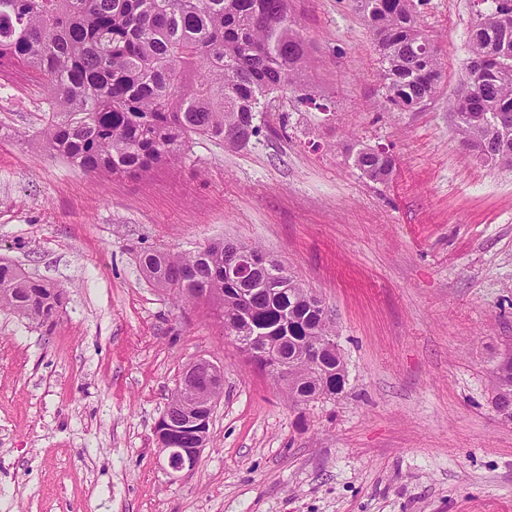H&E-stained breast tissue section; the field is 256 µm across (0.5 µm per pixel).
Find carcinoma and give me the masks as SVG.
<instances>
[{
	"label": "carcinoma",
	"mask_w": 512,
	"mask_h": 512,
	"mask_svg": "<svg viewBox=\"0 0 512 512\" xmlns=\"http://www.w3.org/2000/svg\"><path fill=\"white\" fill-rule=\"evenodd\" d=\"M470 34L464 88L449 101L467 149L512 168V0H480ZM373 35L388 109L415 108L436 93L437 52L420 27L414 0H354ZM44 82L48 117L36 131L47 146L86 175H141L186 153L193 137L238 144L259 131L260 104L299 87L308 46L288 14V0H0V63ZM354 163L372 181L394 170L388 151L358 148ZM264 254L245 243L212 242L189 253L145 252L140 262L156 287L184 304L212 301L224 324L245 319L272 336H288V395L297 405L342 391L341 349L313 365L301 349L338 335L336 322L312 306L308 288L283 269L287 288L224 279L242 254ZM63 289L0 261V307L52 326ZM497 376V407L512 422V357ZM188 406L172 396L169 420ZM201 443L180 429L172 444Z\"/></svg>",
	"instance_id": "carcinoma-1"
}]
</instances>
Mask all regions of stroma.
Instances as JSON below:
<instances>
[{"label": "stroma", "instance_id": "obj_1", "mask_svg": "<svg viewBox=\"0 0 512 512\" xmlns=\"http://www.w3.org/2000/svg\"><path fill=\"white\" fill-rule=\"evenodd\" d=\"M289 6L304 86L248 143L198 137L142 178L89 177L47 149L39 78L0 89V258L65 291L51 327L0 309V512H512V423L494 405L512 169L472 155L448 110L475 0L418 6L442 77L395 112L353 0ZM356 141L389 148L388 182L354 167ZM214 241L259 244L323 299L340 394L294 405L211 305H176L141 268ZM200 358L223 394L195 469L174 477L154 426Z\"/></svg>", "mask_w": 512, "mask_h": 512}]
</instances>
